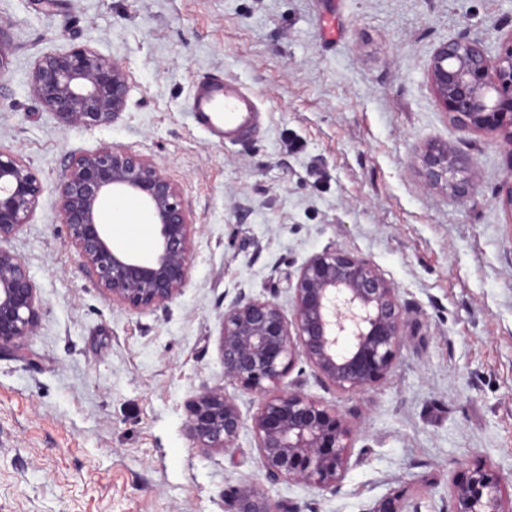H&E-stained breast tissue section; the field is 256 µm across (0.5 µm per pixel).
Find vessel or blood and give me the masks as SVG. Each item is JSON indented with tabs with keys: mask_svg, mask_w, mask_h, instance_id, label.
<instances>
[{
	"mask_svg": "<svg viewBox=\"0 0 512 512\" xmlns=\"http://www.w3.org/2000/svg\"><path fill=\"white\" fill-rule=\"evenodd\" d=\"M191 115L198 127L226 142L237 143L256 132L261 111L253 94L239 83L206 77L195 85Z\"/></svg>",
	"mask_w": 512,
	"mask_h": 512,
	"instance_id": "vessel-or-blood-1",
	"label": "vessel or blood"
}]
</instances>
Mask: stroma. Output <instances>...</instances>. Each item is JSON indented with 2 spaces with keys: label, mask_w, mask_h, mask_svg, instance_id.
I'll return each instance as SVG.
<instances>
[{
  "label": "stroma",
  "mask_w": 512,
  "mask_h": 512,
  "mask_svg": "<svg viewBox=\"0 0 512 512\" xmlns=\"http://www.w3.org/2000/svg\"><path fill=\"white\" fill-rule=\"evenodd\" d=\"M8 60L0 150L43 185L8 247L37 288L35 332L0 351V512H232L226 490L257 485L304 512H453L452 483L492 466L512 497V213L499 200L512 150L461 139L428 69L442 43L499 54L512 0H0ZM88 46L122 64L127 104L107 126H69L27 87L37 59ZM248 87L264 120L227 144L189 112L196 82ZM433 142L471 154L477 188L458 199L425 185ZM112 145L151 157L194 216L186 288L166 306L113 302L82 270L57 209L69 153ZM114 245L143 256L156 229L135 201ZM363 256L397 290L402 345L366 391L343 393L305 360L284 384L353 425L337 491L270 484L250 424L265 400L225 379L224 313L274 300L292 317L312 255ZM232 397L234 448H198L188 402Z\"/></svg>",
  "instance_id": "stroma-1"
}]
</instances>
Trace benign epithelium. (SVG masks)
Returning <instances> with one entry per match:
<instances>
[{"label":"benign epithelium","mask_w":512,"mask_h":512,"mask_svg":"<svg viewBox=\"0 0 512 512\" xmlns=\"http://www.w3.org/2000/svg\"><path fill=\"white\" fill-rule=\"evenodd\" d=\"M431 82L451 125L464 137L499 133L512 145V34L492 56L481 40L460 37L438 47ZM29 90L65 124L108 125L124 111L128 82L123 67L96 50L74 47L36 63ZM422 175L465 197L474 184L470 154L429 144ZM58 212L83 269L112 300L134 309L163 306L186 287L193 257L194 222L182 192L153 159L116 146L70 155L57 184ZM42 185L18 156L0 151V350L31 335L40 322L37 289L25 262L4 243L30 223ZM135 200L156 227L149 258L114 246L101 211L109 202ZM403 311L396 289L367 258L325 250L300 268L293 319L271 299H241L224 312V377L271 392L251 429L261 471L270 484L302 481L335 491L351 455L352 428L336 410L283 386L291 366L308 362L336 390L362 392L384 377L401 343ZM197 447H234L243 421L234 399L205 391L188 405ZM233 512H303L272 503L255 485L233 487ZM455 512H512L498 472L474 470L452 488Z\"/></svg>","instance_id":"7a95c632"}]
</instances>
